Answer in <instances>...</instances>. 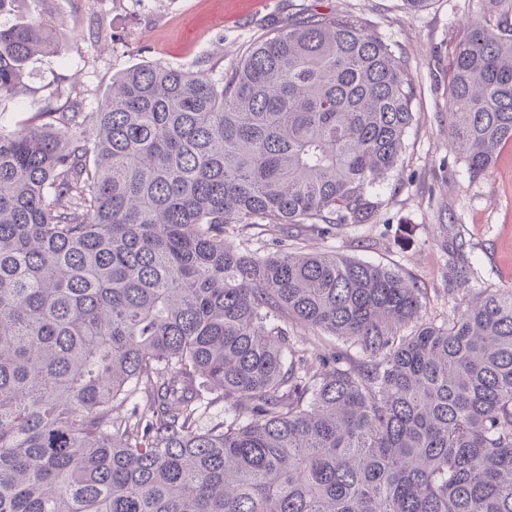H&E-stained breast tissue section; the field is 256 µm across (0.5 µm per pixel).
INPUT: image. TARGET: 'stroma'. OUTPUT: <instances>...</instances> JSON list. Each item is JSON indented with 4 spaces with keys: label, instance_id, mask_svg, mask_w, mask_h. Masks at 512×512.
Wrapping results in <instances>:
<instances>
[{
    "label": "stroma",
    "instance_id": "stroma-1",
    "mask_svg": "<svg viewBox=\"0 0 512 512\" xmlns=\"http://www.w3.org/2000/svg\"><path fill=\"white\" fill-rule=\"evenodd\" d=\"M44 9L56 20L58 50L27 63L28 96L0 101V123L12 127L70 98L94 111L113 76L138 63L193 69L203 61L224 71L270 25L310 11L359 16L414 81L407 149L381 187L388 203L379 223L334 235L308 228L300 246L395 269L423 289L429 316L443 320L459 303L445 286L440 245L443 224L452 222L473 248L476 287H512V146L502 149L488 178L476 181L448 153V73L482 0H430L416 11L404 0H46ZM101 23L113 41H96Z\"/></svg>",
    "mask_w": 512,
    "mask_h": 512
}]
</instances>
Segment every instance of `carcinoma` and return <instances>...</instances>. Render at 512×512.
I'll list each match as a JSON object with an SVG mask.
<instances>
[{
    "label": "carcinoma",
    "instance_id": "obj_1",
    "mask_svg": "<svg viewBox=\"0 0 512 512\" xmlns=\"http://www.w3.org/2000/svg\"><path fill=\"white\" fill-rule=\"evenodd\" d=\"M31 2L0 94L54 48ZM484 2L448 76L474 179L512 143V0ZM414 97L359 18L311 12L216 77L139 64L0 126V512H512V289L474 288L455 225L441 324L389 267L224 237L378 223ZM289 339L293 348L300 354L315 359L319 353L337 350H346L347 346L341 340L332 336H317L310 330L297 326L288 321Z\"/></svg>",
    "mask_w": 512,
    "mask_h": 512
}]
</instances>
